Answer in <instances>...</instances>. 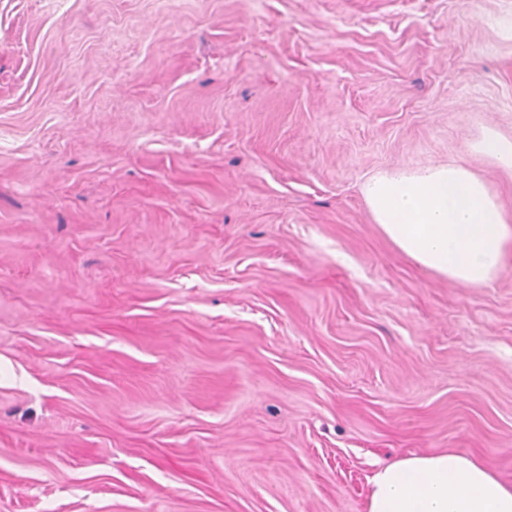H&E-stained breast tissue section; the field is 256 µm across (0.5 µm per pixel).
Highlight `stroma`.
<instances>
[{
	"mask_svg": "<svg viewBox=\"0 0 512 512\" xmlns=\"http://www.w3.org/2000/svg\"><path fill=\"white\" fill-rule=\"evenodd\" d=\"M512 0H0V512H366L512 484V263L422 270L361 193L512 214ZM474 148L484 154L505 171H512V139L504 137L493 130H487ZM370 485L367 512H512V484L453 451L398 459Z\"/></svg>",
	"mask_w": 512,
	"mask_h": 512,
	"instance_id": "35a3bbf8",
	"label": "stroma"
}]
</instances>
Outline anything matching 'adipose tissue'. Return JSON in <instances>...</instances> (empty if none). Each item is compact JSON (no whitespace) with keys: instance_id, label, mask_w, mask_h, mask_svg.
I'll return each instance as SVG.
<instances>
[{"instance_id":"ef3b65f1","label":"adipose tissue","mask_w":512,"mask_h":512,"mask_svg":"<svg viewBox=\"0 0 512 512\" xmlns=\"http://www.w3.org/2000/svg\"><path fill=\"white\" fill-rule=\"evenodd\" d=\"M362 194L383 234L438 277L483 287L512 257V217L486 180L462 164L381 170ZM370 485L367 512H512V484L453 451L398 459Z\"/></svg>"}]
</instances>
